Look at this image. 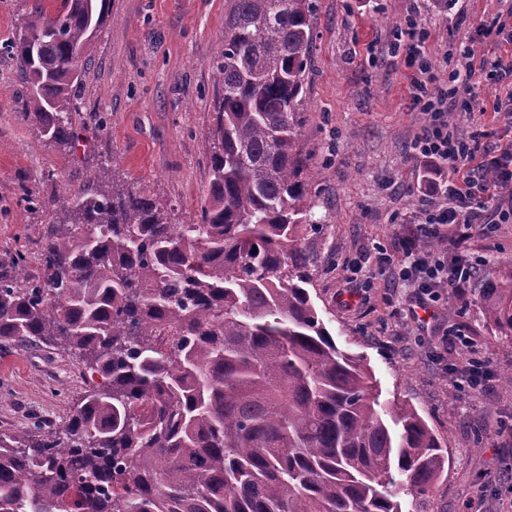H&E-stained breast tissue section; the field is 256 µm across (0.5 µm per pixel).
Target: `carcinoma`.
I'll list each match as a JSON object with an SVG mask.
<instances>
[{
	"mask_svg": "<svg viewBox=\"0 0 512 512\" xmlns=\"http://www.w3.org/2000/svg\"><path fill=\"white\" fill-rule=\"evenodd\" d=\"M111 5L59 0L11 45L24 116L57 144L79 139L71 92ZM314 20L311 0H234L196 223L91 174L50 171L56 193L29 200L51 212L42 274L19 248L0 260V344L67 350L100 381L61 431L0 434V512H402L442 477L428 423L381 407L306 288L319 225L294 144ZM480 313L512 344L511 265Z\"/></svg>",
	"mask_w": 512,
	"mask_h": 512,
	"instance_id": "1",
	"label": "carcinoma"
}]
</instances>
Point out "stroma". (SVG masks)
<instances>
[{"mask_svg": "<svg viewBox=\"0 0 512 512\" xmlns=\"http://www.w3.org/2000/svg\"><path fill=\"white\" fill-rule=\"evenodd\" d=\"M49 0H0V255L26 246L37 254L47 213L28 199L50 197L47 172L95 173L150 189L173 207L174 221H196L209 183L205 137L222 85L213 62L224 48L234 0H112L73 92L82 116L103 127L76 148L43 137L22 114L26 93L7 46ZM315 30L304 86L306 119L295 150L321 226L305 244L319 256L308 286L338 347L362 356L382 406L405 402L428 422L447 458L432 495H401L403 512H512V346L483 323L478 305L485 268L465 293L436 298L393 285L388 261L401 236L415 233L423 205L435 201L414 156L429 117L413 99V70L389 44L406 17L429 32L426 52L439 81L462 62L512 50L479 30L493 18L512 28L507 0H312ZM472 81L483 111L460 119L479 147L512 140V118L493 112L495 88ZM471 252L512 263V218L469 242ZM358 257L371 287L349 279ZM468 337L488 361L477 389L463 387L466 364L446 334ZM86 389L82 367L64 351L0 347V433L60 428Z\"/></svg>", "mask_w": 512, "mask_h": 512, "instance_id": "stroma-1", "label": "stroma"}]
</instances>
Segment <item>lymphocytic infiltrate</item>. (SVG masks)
Instances as JSON below:
<instances>
[{
    "label": "lymphocytic infiltrate",
    "mask_w": 512,
    "mask_h": 512,
    "mask_svg": "<svg viewBox=\"0 0 512 512\" xmlns=\"http://www.w3.org/2000/svg\"><path fill=\"white\" fill-rule=\"evenodd\" d=\"M427 38V32L409 17L401 24L392 48L403 51L408 66L414 68V98L432 118L416 136L415 149L422 158L451 166L454 176L439 183L443 201L424 209L416 234L399 240L401 257L391 265L390 274L393 280L431 296L439 288L461 291L469 287L481 265V257L468 254L467 243L474 235L491 231L497 190L512 193V141L501 145L497 154L480 155L459 133L451 117L472 112L476 93L456 73L449 74L446 84H437L424 51ZM451 224L461 229L452 248L429 250L421 246L424 238L443 239Z\"/></svg>",
    "instance_id": "f902f5d3"
}]
</instances>
